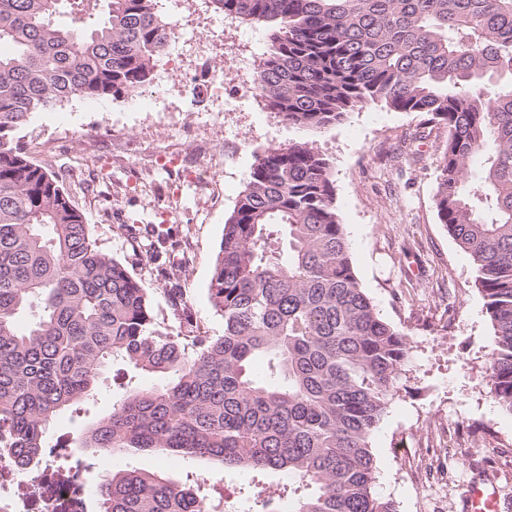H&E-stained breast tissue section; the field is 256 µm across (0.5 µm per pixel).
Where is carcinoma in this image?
I'll list each match as a JSON object with an SVG mask.
<instances>
[{
    "mask_svg": "<svg viewBox=\"0 0 512 512\" xmlns=\"http://www.w3.org/2000/svg\"><path fill=\"white\" fill-rule=\"evenodd\" d=\"M269 28L255 91L300 132L383 103L448 128L439 222L475 266L493 338L492 400L512 414V0H215ZM174 26L156 0H0V431L22 471L103 375L122 398L81 437L96 453L159 452L243 472L234 503L196 479L132 468L104 512H395L376 492L373 432L410 358L355 274L331 167L299 139L255 156L225 220L208 294L224 334L159 317L152 289L103 253L62 180L14 137L73 99L153 81ZM263 373L256 375V361ZM140 373L166 378L142 388ZM54 475L83 487L64 446Z\"/></svg>",
    "mask_w": 512,
    "mask_h": 512,
    "instance_id": "1",
    "label": "carcinoma"
}]
</instances>
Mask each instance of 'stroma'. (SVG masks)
Returning <instances> with one entry per match:
<instances>
[{
	"label": "stroma",
	"mask_w": 512,
	"mask_h": 512,
	"mask_svg": "<svg viewBox=\"0 0 512 512\" xmlns=\"http://www.w3.org/2000/svg\"><path fill=\"white\" fill-rule=\"evenodd\" d=\"M176 15L200 39L164 57L144 95L71 99L16 131L33 161L62 176L101 251L154 291L159 313L189 307L201 330L224 331L208 297L224 222L257 154L299 139L254 98L236 69L263 52L265 27L224 17L214 0H181ZM224 74V109L205 92ZM202 86L187 100L183 78ZM310 141L330 161L355 273L380 315L407 334L411 360L372 447L376 490L397 512H466L472 483L491 479L512 512V415L494 406L486 364L493 330L471 257L440 224L434 196L448 131L417 112L372 104ZM124 394L104 381L92 413H63L47 434L76 438ZM131 467L176 478L162 455H98L84 483Z\"/></svg>",
	"instance_id": "35a3bbf8"
}]
</instances>
